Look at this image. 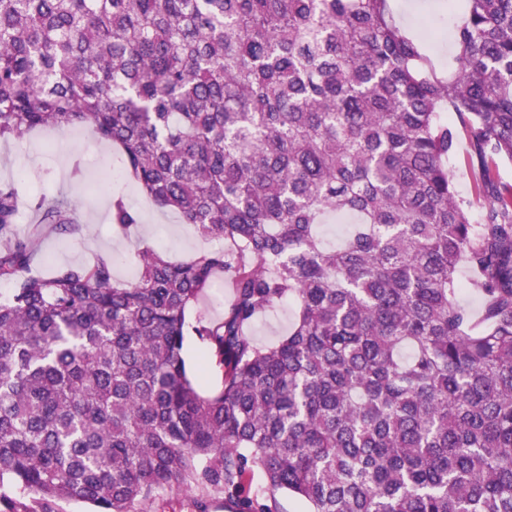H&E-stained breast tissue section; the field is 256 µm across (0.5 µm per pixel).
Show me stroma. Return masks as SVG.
Returning <instances> with one entry per match:
<instances>
[{
    "label": "stroma",
    "instance_id": "35a3bbf8",
    "mask_svg": "<svg viewBox=\"0 0 512 512\" xmlns=\"http://www.w3.org/2000/svg\"><path fill=\"white\" fill-rule=\"evenodd\" d=\"M394 15L407 32L421 39L426 54L438 70H446L453 60L450 34L455 23L443 7V0H390ZM91 131L84 126L58 134L38 130L24 140L0 141V181L14 177L24 169L31 175L30 187L45 186L52 198L76 207L83 223L77 236H62L45 231L28 210H21L15 231L19 236L37 237L39 261L36 271L49 275L65 265L87 264L101 254L116 261L114 279L126 283L138 275L139 240L150 239L156 250L174 261H184L206 248L191 225L182 223L178 214L154 206L128 178L113 181V193L122 194L126 203L142 215V221L130 233L115 230L110 221L111 203L102 189L103 182H89L86 174H74L75 161H88L87 146L93 143ZM295 315L293 303L285 302L262 315L250 332L263 345L276 344L288 333ZM237 499L223 491L197 487H174L160 491L147 504L146 512H239Z\"/></svg>",
    "mask_w": 512,
    "mask_h": 512
}]
</instances>
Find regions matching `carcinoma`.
Listing matches in <instances>:
<instances>
[{"label": "carcinoma", "mask_w": 512, "mask_h": 512, "mask_svg": "<svg viewBox=\"0 0 512 512\" xmlns=\"http://www.w3.org/2000/svg\"><path fill=\"white\" fill-rule=\"evenodd\" d=\"M459 7L442 75L388 0H0V139L87 125L221 242L179 262L145 244L126 284L100 255L0 302V512L18 489L137 512L192 484L270 512L254 470L310 512H512V0ZM460 127L479 224L449 169ZM20 203L0 181V281L38 254L13 236ZM29 206L82 233L46 192ZM328 214L355 219L333 249ZM111 223L141 217L118 196ZM220 279L222 317L189 319ZM285 300L288 335L259 344ZM188 336L222 375L209 396ZM471 272L467 267H462L458 275L459 302L472 314L479 315L482 309L481 296L470 290L468 281L471 279ZM294 315L295 305L293 303L279 304L262 315L251 326V335L262 345H274L288 334V328Z\"/></svg>", "instance_id": "obj_1"}]
</instances>
